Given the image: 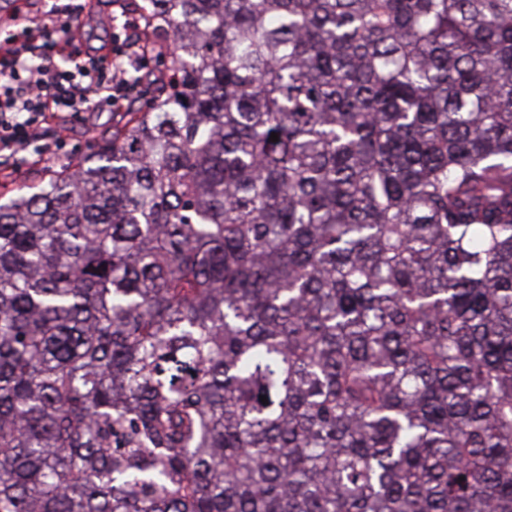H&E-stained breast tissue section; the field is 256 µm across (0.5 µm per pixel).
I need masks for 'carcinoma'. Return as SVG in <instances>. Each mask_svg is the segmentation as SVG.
<instances>
[{"instance_id": "carcinoma-1", "label": "carcinoma", "mask_w": 512, "mask_h": 512, "mask_svg": "<svg viewBox=\"0 0 512 512\" xmlns=\"http://www.w3.org/2000/svg\"><path fill=\"white\" fill-rule=\"evenodd\" d=\"M133 7L0 202V512H512V0Z\"/></svg>"}]
</instances>
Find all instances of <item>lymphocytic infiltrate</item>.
<instances>
[{
	"instance_id": "lymphocytic-infiltrate-1",
	"label": "lymphocytic infiltrate",
	"mask_w": 512,
	"mask_h": 512,
	"mask_svg": "<svg viewBox=\"0 0 512 512\" xmlns=\"http://www.w3.org/2000/svg\"><path fill=\"white\" fill-rule=\"evenodd\" d=\"M140 44L125 45L111 74L95 58L62 67L52 46L34 36L0 41V152L18 154L37 140L48 113L80 112L96 106L103 89H110L114 107H121L128 73L143 62Z\"/></svg>"
}]
</instances>
